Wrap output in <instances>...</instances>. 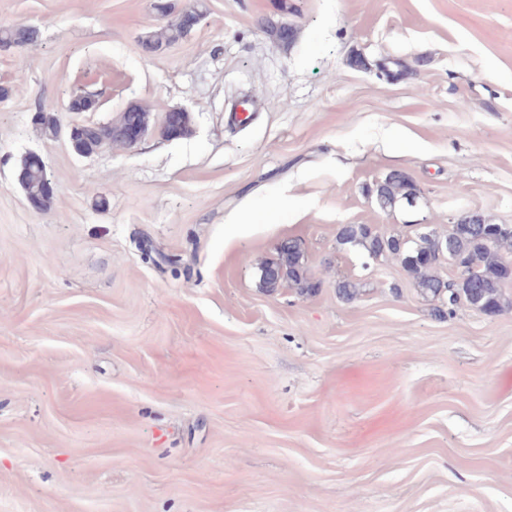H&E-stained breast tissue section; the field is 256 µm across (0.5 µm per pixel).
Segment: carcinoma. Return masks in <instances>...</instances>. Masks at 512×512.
I'll use <instances>...</instances> for the list:
<instances>
[{
	"label": "carcinoma",
	"instance_id": "obj_1",
	"mask_svg": "<svg viewBox=\"0 0 512 512\" xmlns=\"http://www.w3.org/2000/svg\"><path fill=\"white\" fill-rule=\"evenodd\" d=\"M187 34L188 30L174 20L148 36L144 46L150 52H157ZM36 38L37 31L28 27L0 28V46H21ZM145 115L146 110L130 107L116 124L107 125V129L135 123ZM45 174L43 160L35 158L24 177L26 195L37 199L42 207L52 200L44 188ZM371 193L379 209L391 210L403 201L412 202L415 186L407 174L393 170L376 183ZM336 240L343 246L362 245L374 259L392 257L398 260L415 278L422 294L447 301L450 311L463 300L477 311L499 313L503 309V288L512 282V264L501 255L503 251L512 253V225L494 224L479 213L458 218L444 237L423 232L415 240H404L394 235L384 236L369 224H343L337 229ZM443 253L460 270L458 280H444L434 273L442 262L440 255ZM259 271L260 281L269 289L278 287L284 280L302 284L309 291L315 288L306 277L302 248L294 239L282 242L277 260L261 265Z\"/></svg>",
	"mask_w": 512,
	"mask_h": 512
}]
</instances>
